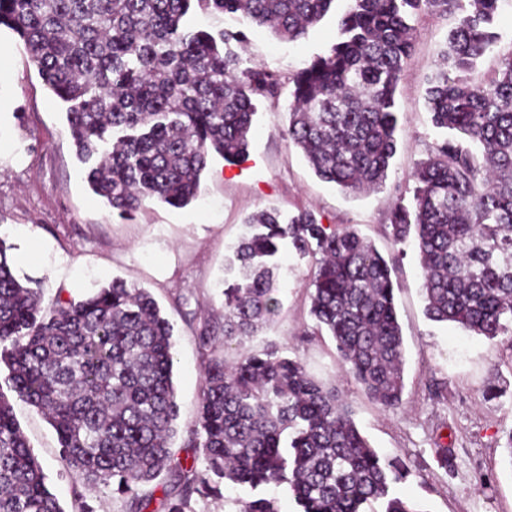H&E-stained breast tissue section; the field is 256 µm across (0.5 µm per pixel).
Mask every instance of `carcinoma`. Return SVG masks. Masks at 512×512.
Segmentation results:
<instances>
[{
  "label": "carcinoma",
  "instance_id": "cac0c4a2",
  "mask_svg": "<svg viewBox=\"0 0 512 512\" xmlns=\"http://www.w3.org/2000/svg\"><path fill=\"white\" fill-rule=\"evenodd\" d=\"M335 0H0V28L23 41L47 87L68 104V129L92 191L122 218L147 198L180 208L197 197L217 155L248 153L256 102L275 97L277 73L246 66L229 47L244 32L193 26L191 7L240 16L282 40L304 38ZM503 0H350L336 40L292 78L283 135L315 174L342 191L378 190L396 150L395 99L413 55L410 20L459 12L426 89L438 139L412 172L414 204L390 212L392 235L412 238L425 314L494 338L512 322V50L487 83L471 78L496 46ZM234 249L239 278L224 284V341L251 336L279 308L270 269L291 247L321 254L311 309L347 374L387 411L401 407L404 340L392 267L349 226L326 227L303 210L246 220ZM0 238V363L9 390L40 412L69 468L91 489L112 482L137 509L163 472L173 488L158 512H186L210 476L242 492L237 512H281L273 486L297 512H421L393 493L409 464L373 448L350 407L276 349L215 354L202 328L198 417L187 446L205 470L176 460L172 327L145 288L114 279L82 300L41 304L14 274ZM0 512H64L0 390Z\"/></svg>",
  "mask_w": 512,
  "mask_h": 512
}]
</instances>
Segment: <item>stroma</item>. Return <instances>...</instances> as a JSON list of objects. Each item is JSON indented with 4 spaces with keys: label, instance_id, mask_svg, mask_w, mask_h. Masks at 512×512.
Here are the masks:
<instances>
[{
    "label": "stroma",
    "instance_id": "35a3bbf8",
    "mask_svg": "<svg viewBox=\"0 0 512 512\" xmlns=\"http://www.w3.org/2000/svg\"><path fill=\"white\" fill-rule=\"evenodd\" d=\"M347 6L348 0H336L331 15L296 43L251 29L242 57L291 78L334 42L336 17ZM456 22L453 14H423L412 21L414 53L396 95V151L382 190L353 196L316 176L282 135L289 101L284 91L260 100L246 162L214 159L201 176L198 200L176 209L148 199L130 219L120 218L91 190L67 129L65 105L46 87L23 42L0 28V238L14 246L20 237L35 236L69 257L61 272L51 256L17 270L18 278L41 284L44 304L59 296L82 299L115 278L150 290L173 326L175 448L182 464H203L200 449L183 442L196 422L197 330L207 323L226 358L242 348L260 353L274 347L335 387L370 444L409 462L412 473L396 486L398 496L424 512H512V465L503 447L512 430V326L490 339L429 320L418 253L412 243L395 242L389 227L391 205L411 202L414 166L438 137L425 106L427 77ZM262 209L279 210L286 219L314 211L324 225L354 227L392 260L405 346V390L397 411L368 400L346 375L333 338L316 331L309 286L315 255L284 251L274 271L277 314L242 343L225 342L228 259L247 217ZM13 406L64 512H131L128 498L110 486L85 489L64 467L47 421L23 401ZM439 439L453 450L451 469L437 461Z\"/></svg>",
    "mask_w": 512,
    "mask_h": 512
}]
</instances>
